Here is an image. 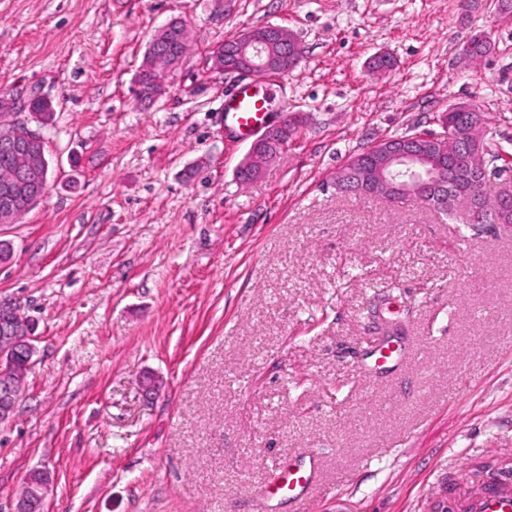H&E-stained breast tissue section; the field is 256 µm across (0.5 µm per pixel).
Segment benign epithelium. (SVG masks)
<instances>
[{
    "label": "benign epithelium",
    "mask_w": 512,
    "mask_h": 512,
    "mask_svg": "<svg viewBox=\"0 0 512 512\" xmlns=\"http://www.w3.org/2000/svg\"><path fill=\"white\" fill-rule=\"evenodd\" d=\"M236 51L229 57L208 58L210 70L238 76H260L271 70H282L288 59V46L296 38L288 29L272 25L269 32L257 35L250 29L231 37ZM275 43L282 52L274 56L267 52L268 43ZM468 111V122L452 137V145L468 155L481 156L488 150L489 131L482 113L468 103L452 107V111ZM286 123L269 124L251 142L245 159L237 173H245L250 179L259 177L264 168L288 149L286 141L270 148ZM4 144L17 148V162L28 177L0 183V224H15L30 207L45 197L44 183L49 169L41 145L42 134L25 123H14L0 139ZM349 180L354 188L372 196L398 200L405 195L420 194L432 200L435 208L446 209L448 199L462 198L467 205L457 212L464 224H503L512 213V182L502 180L489 189L486 172L468 176L459 171H448V175L431 166L426 147L415 146L405 141L388 143L382 147L376 159L375 171L365 169L357 159L349 160L341 171L340 181ZM493 196H488V191ZM494 206L488 207V199ZM37 353L34 328L23 324L21 330L0 331V421L8 419L14 412L22 391L24 373L34 364ZM50 473L42 468L26 472L22 478L24 495L17 498L14 512H43Z\"/></svg>",
    "instance_id": "benign-epithelium-1"
}]
</instances>
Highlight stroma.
Here are the masks:
<instances>
[{"label":"stroma","mask_w":512,"mask_h":512,"mask_svg":"<svg viewBox=\"0 0 512 512\" xmlns=\"http://www.w3.org/2000/svg\"><path fill=\"white\" fill-rule=\"evenodd\" d=\"M172 19L189 51L145 105L136 72ZM265 25L304 49L273 87L298 128L243 183L250 142L224 125L241 81L206 59ZM481 30L492 50L467 61ZM33 93L57 119L46 196L0 224V297L38 347L0 422V512L34 467L45 512H293L258 490L304 450L312 512H440L512 470V225L462 235L333 185L459 102L512 152V20L460 0H0V95ZM383 336L408 354L375 374Z\"/></svg>","instance_id":"1"}]
</instances>
